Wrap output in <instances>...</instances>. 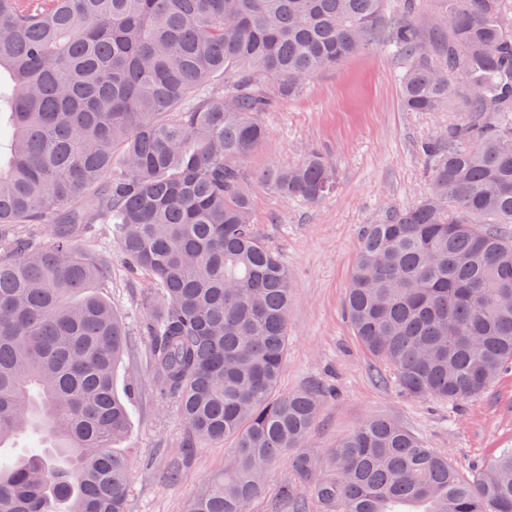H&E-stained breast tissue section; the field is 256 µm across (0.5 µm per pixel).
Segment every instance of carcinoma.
Listing matches in <instances>:
<instances>
[{
    "instance_id": "cac0c4a2",
    "label": "carcinoma",
    "mask_w": 512,
    "mask_h": 512,
    "mask_svg": "<svg viewBox=\"0 0 512 512\" xmlns=\"http://www.w3.org/2000/svg\"><path fill=\"white\" fill-rule=\"evenodd\" d=\"M387 45L408 112H457L424 139L430 192L360 233L345 309L414 398L463 405L512 366V0H0V512H128L126 330L79 247L104 224L145 274L153 380L189 442L231 438L224 476L185 512H512V448L464 474L384 420L306 451L328 389L279 391L293 288L255 230L243 159L263 113L360 50ZM264 183L317 203L310 152ZM288 459L283 458L276 463L268 476L266 494L256 501L253 512H270L278 487L289 478Z\"/></svg>"
}]
</instances>
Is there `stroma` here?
I'll list each match as a JSON object with an SVG mask.
<instances>
[{
	"instance_id": "1",
	"label": "stroma",
	"mask_w": 512,
	"mask_h": 512,
	"mask_svg": "<svg viewBox=\"0 0 512 512\" xmlns=\"http://www.w3.org/2000/svg\"><path fill=\"white\" fill-rule=\"evenodd\" d=\"M399 64L386 48L356 54L313 80L308 92L282 100L263 119L264 145L241 163L253 186V222L287 267L295 290L280 392L322 381L336 390L315 429L313 452L334 447L364 420L396 422L466 473L512 447V372L464 406L407 396L362 346L344 313L359 251V230L387 209L430 190L418 143L457 120L454 112H408L400 101ZM325 156L336 173L335 192L319 203L290 200L267 189V170L298 164L308 151ZM86 252L112 268L100 293L122 317L127 347L118 387L137 384L130 427L117 444L130 461L128 512H184L185 504L224 471L234 443H203L191 456L179 412L161 399L149 365L143 275L131 272L104 225L81 239Z\"/></svg>"
}]
</instances>
